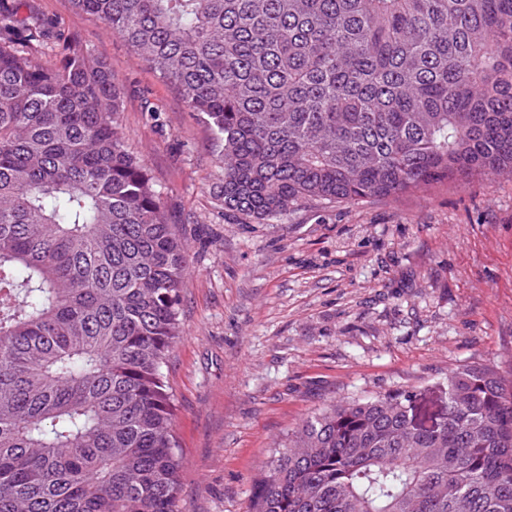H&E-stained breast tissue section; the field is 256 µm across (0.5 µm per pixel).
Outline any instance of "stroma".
Returning a JSON list of instances; mask_svg holds the SVG:
<instances>
[{"label":"stroma","mask_w":512,"mask_h":512,"mask_svg":"<svg viewBox=\"0 0 512 512\" xmlns=\"http://www.w3.org/2000/svg\"><path fill=\"white\" fill-rule=\"evenodd\" d=\"M33 5L111 64L123 132L190 247L164 368L179 512H245L277 444L327 403L401 386L435 401L464 362L512 375V174L245 223L221 206L210 127L175 90L70 0Z\"/></svg>","instance_id":"35a3bbf8"}]
</instances>
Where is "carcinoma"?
Wrapping results in <instances>:
<instances>
[{
	"mask_svg": "<svg viewBox=\"0 0 512 512\" xmlns=\"http://www.w3.org/2000/svg\"><path fill=\"white\" fill-rule=\"evenodd\" d=\"M71 3L209 125L249 223L512 172V0ZM20 9L0 7V512H177L163 367L189 247L111 66ZM443 393L320 408L246 512H512V380L462 364Z\"/></svg>",
	"mask_w": 512,
	"mask_h": 512,
	"instance_id": "cac0c4a2",
	"label": "carcinoma"
}]
</instances>
